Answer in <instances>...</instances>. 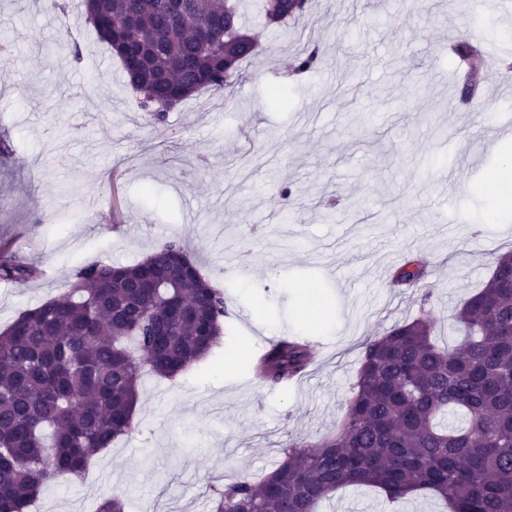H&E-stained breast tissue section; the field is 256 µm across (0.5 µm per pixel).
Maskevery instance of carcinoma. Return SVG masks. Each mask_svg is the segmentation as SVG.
<instances>
[{
    "label": "carcinoma",
    "mask_w": 512,
    "mask_h": 512,
    "mask_svg": "<svg viewBox=\"0 0 512 512\" xmlns=\"http://www.w3.org/2000/svg\"><path fill=\"white\" fill-rule=\"evenodd\" d=\"M244 0H94L85 23L115 55L138 108L152 124L160 106L228 88L259 44L243 22ZM266 26H295L293 0H263ZM140 59L133 70L130 57ZM0 245V280L26 284L37 269ZM426 262L407 258L394 288H415ZM224 290L201 273L173 234L134 265L96 261L79 269L64 298L22 311L0 330V512H24L41 488L79 478L96 452L132 427L143 370L173 378L223 344ZM467 337L432 338L430 315L395 325L362 348L336 433L293 442L259 484L224 486L212 512H318L351 485L389 502L424 492L449 512H512V252L455 311ZM146 355L140 359L131 348ZM313 346L285 337L257 360L282 384L314 363Z\"/></svg>",
    "instance_id": "1"
}]
</instances>
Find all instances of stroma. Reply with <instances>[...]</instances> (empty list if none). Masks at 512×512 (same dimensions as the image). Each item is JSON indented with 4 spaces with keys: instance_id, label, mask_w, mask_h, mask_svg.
<instances>
[{
    "instance_id": "1",
    "label": "stroma",
    "mask_w": 512,
    "mask_h": 512,
    "mask_svg": "<svg viewBox=\"0 0 512 512\" xmlns=\"http://www.w3.org/2000/svg\"><path fill=\"white\" fill-rule=\"evenodd\" d=\"M499 0H311L306 26L246 21L261 54L223 92L203 91L147 125L120 62L86 26L82 0H0V242L38 266L35 280L0 281V328L67 293L84 265H131L171 235L223 288L224 343L172 379L144 374L132 429L79 480L45 486L28 512L60 497L97 512L117 493L126 512H211L224 485L259 482L289 441L315 442L341 420L365 339L428 308L439 343L463 337L451 314L512 250V209L476 168L512 159L496 99L512 69L487 62L481 111L463 98L449 44L512 49ZM314 39L323 53L293 73ZM285 90L287 105L271 101ZM462 162L446 177L450 158ZM477 166H470V159ZM290 197H283V190ZM427 262L414 288H395L409 256ZM325 321L305 318L306 289ZM326 343L293 388L254 379L270 339ZM428 496L392 505L348 487L319 512H440Z\"/></svg>"
}]
</instances>
